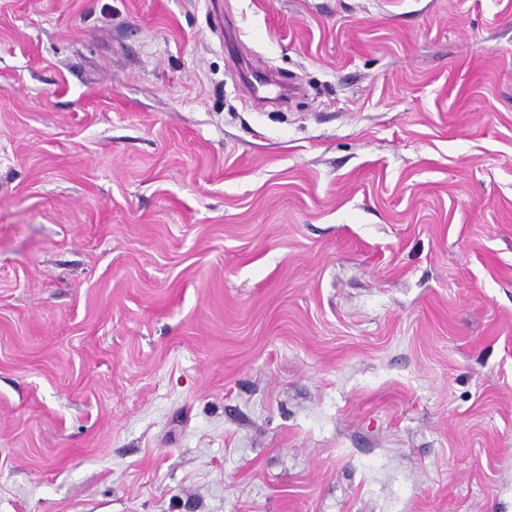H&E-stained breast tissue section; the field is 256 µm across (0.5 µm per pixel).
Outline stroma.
<instances>
[{
	"mask_svg": "<svg viewBox=\"0 0 512 512\" xmlns=\"http://www.w3.org/2000/svg\"><path fill=\"white\" fill-rule=\"evenodd\" d=\"M0 512H512V0H0Z\"/></svg>",
	"mask_w": 512,
	"mask_h": 512,
	"instance_id": "35a3bbf8",
	"label": "stroma"
}]
</instances>
